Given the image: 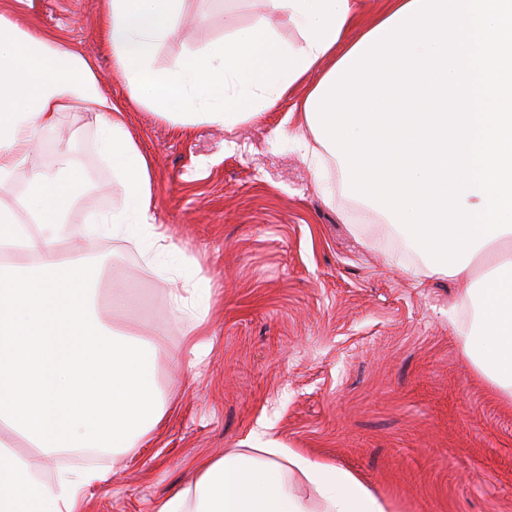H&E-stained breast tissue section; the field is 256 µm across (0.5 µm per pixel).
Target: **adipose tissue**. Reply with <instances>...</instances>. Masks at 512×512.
I'll list each match as a JSON object with an SVG mask.
<instances>
[{"instance_id":"ef3b65f1","label":"adipose tissue","mask_w":512,"mask_h":512,"mask_svg":"<svg viewBox=\"0 0 512 512\" xmlns=\"http://www.w3.org/2000/svg\"><path fill=\"white\" fill-rule=\"evenodd\" d=\"M183 0H108L113 72L133 98L186 123L231 126L269 108L310 74L319 80L296 116L321 153L337 156L351 190L381 159L398 165L385 192L405 196L389 215L418 252L425 276L462 283L474 309L456 331L477 370L512 399V0H388L357 29L361 0H265L299 38L266 22L235 30L177 59L151 61L174 34ZM92 113L99 149L123 197L91 234L155 254L180 255L155 222L153 162L104 93L89 59L0 14V190L9 189L43 131L70 103ZM33 174L19 208L0 205V512H83L101 470H52L54 449L136 447L162 421L160 331L102 322L88 255L63 253L59 224L83 173ZM189 321L185 344L205 350L209 297L170 294ZM299 476L315 492L296 496ZM152 512H387L352 473L272 440L201 462L194 483Z\"/></svg>"}]
</instances>
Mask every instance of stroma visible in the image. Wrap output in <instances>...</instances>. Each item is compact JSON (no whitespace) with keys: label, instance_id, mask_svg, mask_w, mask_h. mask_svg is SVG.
Instances as JSON below:
<instances>
[{"label":"stroma","instance_id":"stroma-1","mask_svg":"<svg viewBox=\"0 0 512 512\" xmlns=\"http://www.w3.org/2000/svg\"><path fill=\"white\" fill-rule=\"evenodd\" d=\"M0 12L89 57L154 163L155 218L182 252L176 269L152 270L122 244L87 239L85 225L111 214L121 190L78 106L60 113L0 193L16 204L31 171L57 174L63 153L88 173L59 232L100 264L99 313L118 328L161 329L184 363L159 369L163 420L137 447L105 453L109 476L87 489L84 512H149L194 479L198 460L242 447L259 428L353 473L389 512H512V401L456 334L471 306L453 280L420 274L381 214L341 192L334 162L318 173L304 161L288 112L309 81L230 130L177 124L113 76L105 0H0ZM262 16L258 0H183L152 67ZM186 282L210 293L211 348L198 363L170 304Z\"/></svg>","mask_w":512,"mask_h":512}]
</instances>
